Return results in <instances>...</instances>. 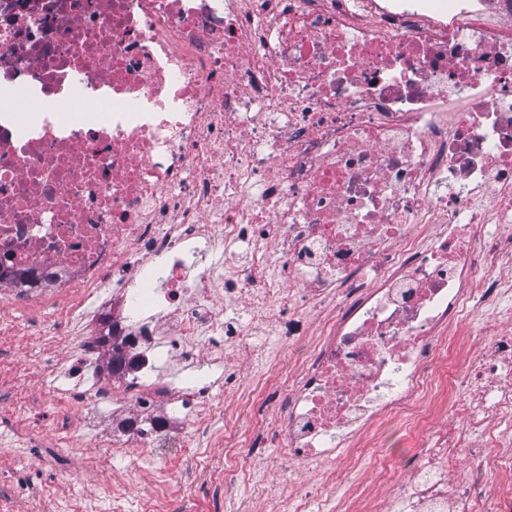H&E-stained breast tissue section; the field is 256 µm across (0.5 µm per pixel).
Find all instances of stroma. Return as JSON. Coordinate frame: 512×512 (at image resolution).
Wrapping results in <instances>:
<instances>
[{
	"label": "stroma",
	"mask_w": 512,
	"mask_h": 512,
	"mask_svg": "<svg viewBox=\"0 0 512 512\" xmlns=\"http://www.w3.org/2000/svg\"><path fill=\"white\" fill-rule=\"evenodd\" d=\"M53 365L44 339L0 335V392H10L15 399L0 406V512H36L46 500L54 512H109L111 501L101 477L123 473L133 464L138 467V496L151 489L159 472L170 474L176 512H253L259 485L277 489L273 445L259 435L254 417L237 411L241 387L263 371L259 363L241 364L237 381L224 389V407L239 415V429L248 436V454L259 479L258 484L241 487L231 500L211 483L184 477L183 458L161 459L142 450L116 457L107 448L86 449V469L94 471L86 476L72 455L80 443V427L76 420L57 419L51 404Z\"/></svg>",
	"instance_id": "35a3bbf8"
}]
</instances>
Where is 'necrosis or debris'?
<instances>
[{"mask_svg": "<svg viewBox=\"0 0 512 512\" xmlns=\"http://www.w3.org/2000/svg\"><path fill=\"white\" fill-rule=\"evenodd\" d=\"M509 271L512 0H0V308L58 312L83 447L217 446L232 495L212 422L271 335L269 512H512V330L478 325ZM339 462L347 497L290 480Z\"/></svg>", "mask_w": 512, "mask_h": 512, "instance_id": "obj_1", "label": "necrosis or debris"}]
</instances>
